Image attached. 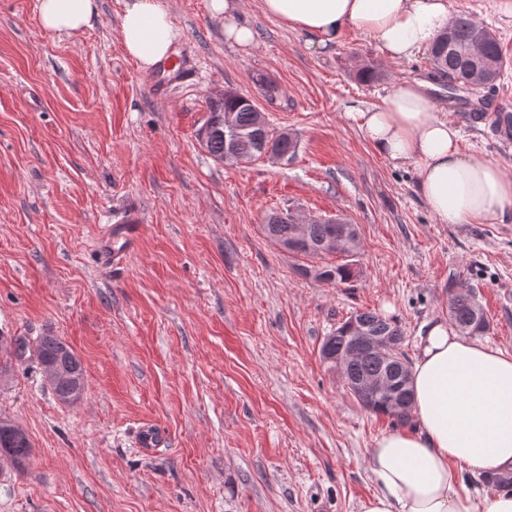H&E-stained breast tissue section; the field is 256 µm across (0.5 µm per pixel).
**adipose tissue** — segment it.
<instances>
[{
    "label": "adipose tissue",
    "instance_id": "obj_1",
    "mask_svg": "<svg viewBox=\"0 0 512 512\" xmlns=\"http://www.w3.org/2000/svg\"><path fill=\"white\" fill-rule=\"evenodd\" d=\"M260 7L321 53L353 28L389 62L423 54L452 22L448 0H260ZM37 10L44 30L71 36L90 24L98 3L38 0ZM177 35L160 0H127L120 41L142 68L169 60ZM446 112L425 81L406 78L386 88L381 105L350 118L378 156L414 167L416 192L438 223H505L512 170L466 155ZM410 376L413 426L368 449L374 489L358 512H512V492L479 497L468 485L512 465V354L437 319L419 335Z\"/></svg>",
    "mask_w": 512,
    "mask_h": 512
}]
</instances>
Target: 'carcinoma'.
Returning <instances> with one entry per match:
<instances>
[{
	"instance_id": "cac0c4a2",
	"label": "carcinoma",
	"mask_w": 512,
	"mask_h": 512,
	"mask_svg": "<svg viewBox=\"0 0 512 512\" xmlns=\"http://www.w3.org/2000/svg\"><path fill=\"white\" fill-rule=\"evenodd\" d=\"M478 25L466 14L457 15L442 31L430 47V56L436 74L448 79V89L454 95L460 89L470 88V82L480 79L491 87L501 75L507 54L500 41L489 39L476 44ZM234 112L237 115V131L231 137L224 135L222 115ZM254 109L250 102L239 95H228L209 103V118L212 129L206 150L221 157L229 150L250 158L269 152L284 156H295L297 140L285 139L270 126L257 127L253 123ZM266 235L278 245L290 244L288 252L294 255L311 256L312 249L336 232V225L322 218L309 224L308 237L303 242L294 241L293 225L271 212L263 224ZM355 277L354 263L347 258L319 268L317 278L333 283H349ZM448 318L461 332L469 336H482L490 329V322L482 306L467 290L459 291L448 307ZM366 330L370 336L386 338L394 342L392 348L380 354L370 349L359 353L347 363H338L336 356L343 353L350 343L348 330L352 324ZM16 346L0 345V372L11 370L17 361L32 360L37 365H56L69 370L74 379L84 380V367L71 347L57 336H38L31 339L15 336ZM403 333L399 323L375 311H359L325 337L320 354L323 361L337 370L341 377L354 383L364 377L385 376L394 385V390L372 397L366 409L392 417L397 423H409V412L413 403L410 381V362L402 350ZM399 396L402 403L393 407L390 399ZM31 443L24 434L16 432L10 421L0 419V455L25 464L30 456Z\"/></svg>"
}]
</instances>
